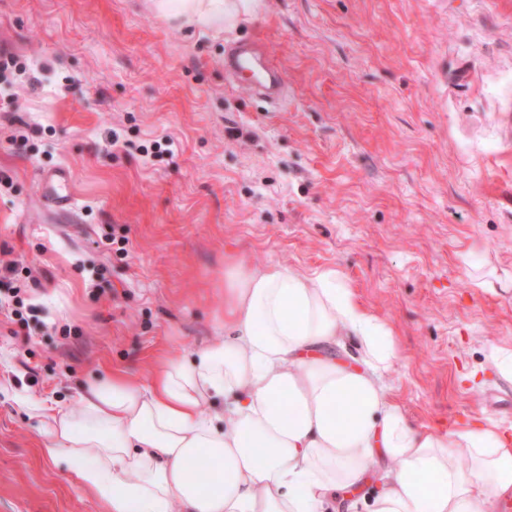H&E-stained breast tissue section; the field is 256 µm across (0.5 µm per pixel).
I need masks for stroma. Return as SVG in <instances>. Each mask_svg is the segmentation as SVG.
Instances as JSON below:
<instances>
[{
    "label": "stroma",
    "instance_id": "obj_1",
    "mask_svg": "<svg viewBox=\"0 0 512 512\" xmlns=\"http://www.w3.org/2000/svg\"><path fill=\"white\" fill-rule=\"evenodd\" d=\"M255 38L280 103L224 77ZM1 50L23 69L0 77V291L26 309L0 313V512H109L46 453L48 418L222 336L233 257L340 272L392 331L415 426L512 432V0H262L230 30L0 0ZM61 167L72 213L42 183Z\"/></svg>",
    "mask_w": 512,
    "mask_h": 512
}]
</instances>
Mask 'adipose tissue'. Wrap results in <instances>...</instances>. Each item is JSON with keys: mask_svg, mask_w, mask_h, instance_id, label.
I'll use <instances>...</instances> for the list:
<instances>
[{"mask_svg": "<svg viewBox=\"0 0 512 512\" xmlns=\"http://www.w3.org/2000/svg\"><path fill=\"white\" fill-rule=\"evenodd\" d=\"M153 2L216 29L260 7ZM346 336L359 344L351 361L335 351ZM398 357L336 271L234 260L223 336L149 382L116 370L90 384L80 416L55 417L46 452L110 512H325L371 474L367 512H497L512 497V434L490 422L414 427L384 380Z\"/></svg>", "mask_w": 512, "mask_h": 512, "instance_id": "1", "label": "adipose tissue"}]
</instances>
